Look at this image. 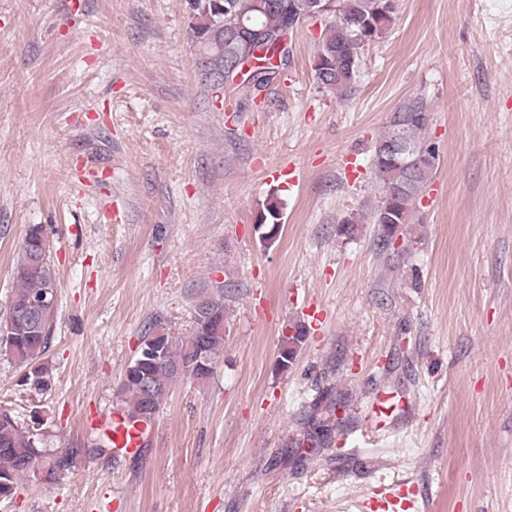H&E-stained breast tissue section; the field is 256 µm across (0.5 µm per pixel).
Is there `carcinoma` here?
I'll return each instance as SVG.
<instances>
[{
	"label": "carcinoma",
	"mask_w": 512,
	"mask_h": 512,
	"mask_svg": "<svg viewBox=\"0 0 512 512\" xmlns=\"http://www.w3.org/2000/svg\"><path fill=\"white\" fill-rule=\"evenodd\" d=\"M286 8L268 4L256 6V0H194L196 23L192 32L196 41L195 66L204 86L223 88L224 56L231 53L236 61L248 63L250 70L242 79L246 88H266L268 76H277L289 62L287 47L274 43L273 36L287 39L288 21L316 20L317 0H284ZM339 20L330 28L318 46L320 64L313 67L321 88L338 98L347 97L355 88L359 73V50L370 42V35L381 38L393 25L394 0H337ZM233 24L245 27L244 37L235 44L224 41L226 29ZM254 37L264 39L260 56L244 54L246 44ZM402 119V135L423 153L434 146L422 137L430 120L427 100L415 96L402 103L386 130L371 150V169L379 181L377 204L371 212V223L377 225L375 246L392 259L403 248L394 245V236L403 224L412 223L411 206L420 196L434 170L425 159L410 155L407 162L395 161L383 153V147L395 136L396 118ZM281 220V208L270 198L256 219L257 228L270 239ZM46 239L43 226L29 227L20 247L14 268L16 289L9 310L0 317V325L10 323L12 329L0 331V353L25 369L26 385L41 389L48 385L47 367L41 357L51 335L54 311L46 310L31 320L16 324L13 313L28 310L42 295L56 291V279L50 259L44 256ZM304 326H296L291 336L282 340L280 363L288 366L304 342ZM158 344L160 355L145 356L143 348ZM224 349V291L198 302L193 329L187 339L176 345L168 334L157 329L141 337L140 349L125 370L118 399L130 417L145 423L154 421L167 400L172 385L181 378L198 384L211 379L218 357ZM80 448L53 455L46 448L43 433L9 413L0 414V502L13 498L19 481L36 471L51 482L61 469L70 466Z\"/></svg>",
	"instance_id": "carcinoma-1"
}]
</instances>
